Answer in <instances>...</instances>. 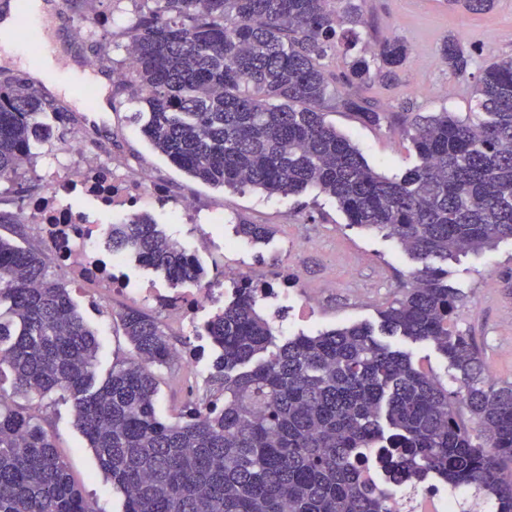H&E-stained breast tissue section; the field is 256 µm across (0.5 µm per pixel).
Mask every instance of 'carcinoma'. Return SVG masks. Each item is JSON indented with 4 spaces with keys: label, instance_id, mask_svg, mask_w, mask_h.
I'll use <instances>...</instances> for the list:
<instances>
[{
    "label": "carcinoma",
    "instance_id": "carcinoma-1",
    "mask_svg": "<svg viewBox=\"0 0 512 512\" xmlns=\"http://www.w3.org/2000/svg\"><path fill=\"white\" fill-rule=\"evenodd\" d=\"M127 28L135 69L133 119L151 146L215 188L268 195L315 189L348 223L396 240L421 264L402 298L380 312L381 331L431 342L459 372L448 391L404 351L351 324L276 343L253 287L206 325L224 402L160 420L154 366L172 361L158 321L129 310L120 327L136 359L96 384V332L68 285L48 278L44 255L0 238V363L17 393L73 399L76 425L100 469L125 496L124 512H393L358 467L383 443L392 473H434L471 487L494 512H512V382L485 376L473 337L451 328L463 295L439 266L512 238V60L481 70L474 108L415 112L419 164L400 176L372 168L326 121L331 111L378 126L390 117L365 96L394 80L411 52L401 37L354 56L345 91L323 60L350 53L368 25L366 0H144ZM484 13L494 0H447ZM464 76L470 51L454 35L438 49ZM53 104L24 80L0 79V181L33 157L40 116ZM253 242L266 224H238ZM112 251L131 250L174 283L204 269L140 211L112 225ZM469 413L458 417L456 403ZM0 512H88L55 444L34 420L0 401Z\"/></svg>",
    "mask_w": 512,
    "mask_h": 512
}]
</instances>
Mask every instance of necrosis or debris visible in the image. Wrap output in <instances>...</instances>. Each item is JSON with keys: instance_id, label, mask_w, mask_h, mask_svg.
<instances>
[{"instance_id": "4bbe7bcc", "label": "necrosis or debris", "mask_w": 512, "mask_h": 512, "mask_svg": "<svg viewBox=\"0 0 512 512\" xmlns=\"http://www.w3.org/2000/svg\"><path fill=\"white\" fill-rule=\"evenodd\" d=\"M66 152L69 164L47 179L39 196L24 200L20 210L25 222L37 226L51 257L70 281L91 289L93 305L110 307L117 300L136 297L154 304L172 321L185 322L196 320L211 305L234 299L245 281L236 269L224 270L217 285L185 282L174 288H132L124 264L112 254L108 225L90 221L68 201L81 197L101 214L128 215L145 203L164 201L167 192L149 172L132 174L109 161H85L83 132L70 137ZM362 472L388 495L395 512H456L455 500L436 481L389 482L380 449H371L364 457Z\"/></svg>"}]
</instances>
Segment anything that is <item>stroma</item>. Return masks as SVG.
<instances>
[{
    "instance_id": "obj_1",
    "label": "stroma",
    "mask_w": 512,
    "mask_h": 512,
    "mask_svg": "<svg viewBox=\"0 0 512 512\" xmlns=\"http://www.w3.org/2000/svg\"><path fill=\"white\" fill-rule=\"evenodd\" d=\"M55 27L64 54L57 60L100 58L104 66L119 65L129 42L122 12L131 11L129 0H50ZM365 10L371 26L362 30L361 41L372 44L400 36L411 54L395 84L374 83L367 97L390 112L391 119L379 126L363 125L355 116L336 112L328 121L349 136L369 164L386 176L403 174L419 159L406 133L407 112L447 110L465 116L473 105L471 89L475 73L485 66L512 60V0H496L483 14L449 10L445 0H367ZM80 16L95 25L82 41L72 38V25ZM458 35L474 55L467 76L452 74L438 58V47L448 35ZM110 122L90 131L86 139L88 160L123 163L128 170H146L163 185L172 200L192 197L196 203L191 221H183L171 207L148 205L159 228L172 240L191 245L202 257L207 277L217 268L237 265L252 279L265 280L278 274L299 281L288 297L301 305L313 294L318 303L311 313H290L274 318L275 328L286 337L314 335L320 331L366 323L379 325V312L402 296L415 262L393 239L348 225L334 199L309 190L300 195H267L258 190H222L188 176L157 153L131 119L132 107L123 85L107 87ZM85 115L83 102L65 105L63 112L47 113L53 136L35 149L28 170L18 183L0 182V212H16L20 194L36 195L44 177L60 170L63 149L73 129ZM267 224L270 238L252 243L235 232L236 224ZM512 240L495 248L468 253L448 263V282L464 297L453 317V329L474 336L481 348L486 372L492 380L512 381ZM71 297L84 321L97 332V375L105 377L112 366L133 359V349L119 327V310L93 307L79 290ZM159 392L158 416L178 420L188 398L209 393L210 372L191 373L179 361L155 370ZM0 401L31 413L50 434L61 459L83 490L94 512H124L125 498L98 467L85 438L75 425L71 399L61 394L26 399L16 395L10 371L0 372Z\"/></svg>"
}]
</instances>
